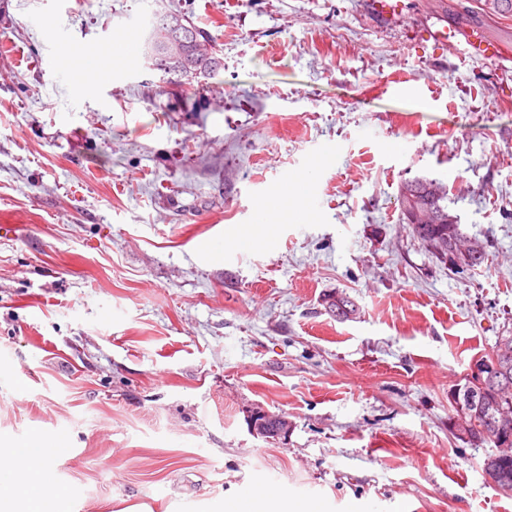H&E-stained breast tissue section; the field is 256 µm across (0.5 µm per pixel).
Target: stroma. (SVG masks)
<instances>
[{"label": "stroma", "instance_id": "35a3bbf8", "mask_svg": "<svg viewBox=\"0 0 512 512\" xmlns=\"http://www.w3.org/2000/svg\"><path fill=\"white\" fill-rule=\"evenodd\" d=\"M405 3L0 0V444L58 445L67 512H512L448 402L512 328V62L437 41L474 0ZM157 11L223 62L191 96L145 58ZM416 177L484 263L413 239ZM403 0H371L370 9L381 17L390 26H400L403 24V10L405 4Z\"/></svg>", "mask_w": 512, "mask_h": 512}]
</instances>
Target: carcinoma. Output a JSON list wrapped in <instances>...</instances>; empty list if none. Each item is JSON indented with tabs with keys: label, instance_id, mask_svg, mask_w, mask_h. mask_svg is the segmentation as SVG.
Instances as JSON below:
<instances>
[{
	"label": "carcinoma",
	"instance_id": "obj_1",
	"mask_svg": "<svg viewBox=\"0 0 512 512\" xmlns=\"http://www.w3.org/2000/svg\"><path fill=\"white\" fill-rule=\"evenodd\" d=\"M478 10L464 9L454 13L458 32L473 24L476 18L501 19L512 16V0H476ZM195 39L185 46L184 55L166 61L147 51L154 69L164 74H177L187 78L199 76L212 78L218 74L221 64L216 56L202 48L204 32L192 22H187ZM399 207L403 223L407 224L412 237L427 249L440 263L448 264V271L459 272L448 254L462 242L463 234L457 217L448 212V191L441 183L418 178L405 182L399 192ZM487 243L475 239L468 243L469 261L473 269L485 261ZM329 311L339 320L356 314L355 304L345 295L326 300ZM504 372L482 386L462 384L461 394L467 410L470 429L463 442L481 447L491 440L488 433L495 430L498 416L505 413L512 417V359L503 362Z\"/></svg>",
	"mask_w": 512,
	"mask_h": 512
}]
</instances>
